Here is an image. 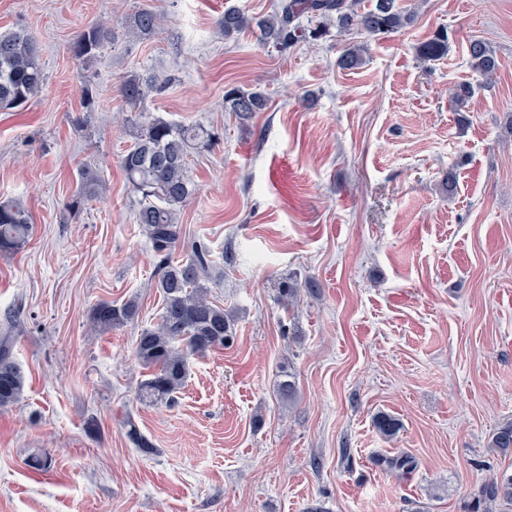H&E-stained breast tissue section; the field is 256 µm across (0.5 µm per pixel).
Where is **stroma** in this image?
<instances>
[{
    "label": "stroma",
    "mask_w": 512,
    "mask_h": 512,
    "mask_svg": "<svg viewBox=\"0 0 512 512\" xmlns=\"http://www.w3.org/2000/svg\"><path fill=\"white\" fill-rule=\"evenodd\" d=\"M274 3L0 0V32L29 28L46 73L26 107L0 112V200L33 224L23 251L0 255V321L18 316L26 376L0 409V512H473L474 490L512 468L492 446L512 422V0H397L415 12L397 32L333 30L284 51L217 24L228 7L258 17ZM141 7L160 17L147 41L126 33ZM96 22L111 38L85 65L69 47ZM441 29L447 56L422 59ZM474 39L499 69L461 117L449 91L474 79ZM349 44L367 50L343 69ZM135 71L169 80L151 115L215 135L188 156L199 191L178 222L209 243L224 274L211 296L236 312L232 344L191 359L174 407L137 397L136 339L162 299L120 166L133 129L114 121ZM88 84L98 109L81 124ZM232 88L264 93L266 109L225 112ZM86 165L105 189L73 218ZM285 276L320 290L283 308ZM130 297L136 322L92 326L94 304ZM129 420L154 454L128 440ZM399 454L411 470L387 466ZM40 455L48 470L29 466Z\"/></svg>",
    "instance_id": "1"
}]
</instances>
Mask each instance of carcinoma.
I'll use <instances>...</instances> for the list:
<instances>
[{
  "instance_id": "cac0c4a2",
  "label": "carcinoma",
  "mask_w": 512,
  "mask_h": 512,
  "mask_svg": "<svg viewBox=\"0 0 512 512\" xmlns=\"http://www.w3.org/2000/svg\"><path fill=\"white\" fill-rule=\"evenodd\" d=\"M316 22L310 29L303 20ZM414 15L401 11L396 0H375L370 8L361 9L360 0H279L272 14L254 17L238 8L224 10L219 25L224 35L256 29L261 41L278 49H286L300 39L316 41L329 32L334 21L344 31L353 28L368 36L395 32L411 23ZM159 29V17L142 8L128 20L129 35L144 41ZM110 32L102 23L84 29L71 44L72 55L90 62L97 57ZM364 46L353 45L343 50L338 65L354 68L362 62ZM420 53L437 60L448 54V34L439 32L426 41ZM469 68L476 84L463 83L453 90V110L464 112L475 89L490 87L498 71V59L483 42L474 40L468 48ZM45 74L39 59V48L31 31L20 27L0 33V110H16L26 105L42 88ZM167 79L151 73H132L124 80L120 92L131 115L125 122L135 129L134 142L121 158V166L133 191L141 195L136 222L140 224L158 258L154 288L162 297V311L156 326L141 330L136 340V356L148 370L138 387L139 399L149 404L176 403L177 394L185 386L189 359L203 357L222 348L232 338L235 315L210 298L215 283L212 250L198 240L191 244L187 259L173 260L182 241V225L177 223L180 209L195 195L196 187L187 175L188 154L211 145L213 134L196 125H179L156 117L141 121L147 111L146 101L160 91ZM267 106L263 93L231 89L224 94V111L240 120H249ZM103 188L100 174L92 169L80 173L77 191L65 203L73 216L83 212L86 203ZM33 224L28 211L14 200L0 201V255L15 254L25 248ZM314 294L319 285L312 279L304 283L286 278L279 283L278 301L287 308L297 300L300 288ZM140 303L132 297L123 302L101 300L90 310V321L106 333L135 322ZM14 319L5 318L0 334V408L17 403L24 391L26 377L12 353L11 330ZM127 437L145 454L155 448L133 421L127 422ZM495 447L512 450V423L498 429ZM482 512H505L512 507V473L503 472L481 487L476 496Z\"/></svg>"
}]
</instances>
